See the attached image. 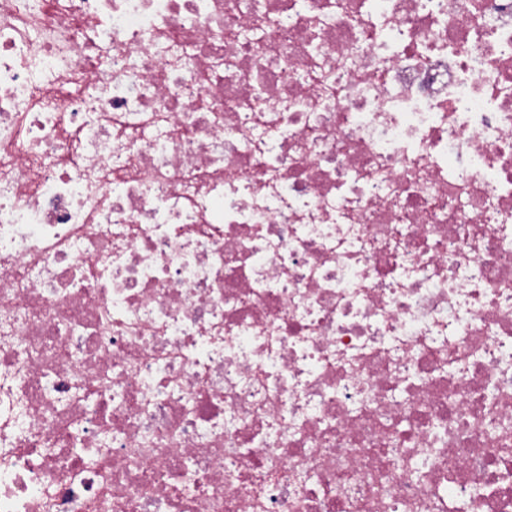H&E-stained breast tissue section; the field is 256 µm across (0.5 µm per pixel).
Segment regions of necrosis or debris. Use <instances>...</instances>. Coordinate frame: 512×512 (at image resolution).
<instances>
[{"instance_id": "4bbe7bcc", "label": "necrosis or debris", "mask_w": 512, "mask_h": 512, "mask_svg": "<svg viewBox=\"0 0 512 512\" xmlns=\"http://www.w3.org/2000/svg\"><path fill=\"white\" fill-rule=\"evenodd\" d=\"M0 512H512V0H0Z\"/></svg>"}]
</instances>
